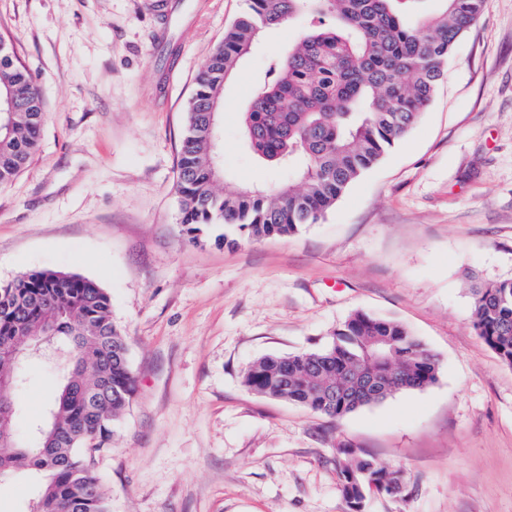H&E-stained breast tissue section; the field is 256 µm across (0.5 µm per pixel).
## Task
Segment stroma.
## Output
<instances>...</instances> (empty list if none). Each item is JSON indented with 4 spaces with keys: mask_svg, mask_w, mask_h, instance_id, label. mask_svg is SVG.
<instances>
[{
    "mask_svg": "<svg viewBox=\"0 0 512 512\" xmlns=\"http://www.w3.org/2000/svg\"><path fill=\"white\" fill-rule=\"evenodd\" d=\"M0 0V36L35 76L45 120L0 186V285L77 273L112 300L135 393L92 471L112 512H351L340 448L400 467L361 512H512V366L471 324V281L512 277V0H486L428 110L316 224L248 245L190 239L177 161L194 76L246 0ZM296 20L225 83L227 182L278 177L242 145L241 113ZM407 326L438 381L340 420L248 390L264 355L327 344L354 311ZM60 375L24 365L15 431L36 445Z\"/></svg>",
    "mask_w": 512,
    "mask_h": 512,
    "instance_id": "35a3bbf8",
    "label": "stroma"
}]
</instances>
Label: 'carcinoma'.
<instances>
[{"instance_id":"1","label":"carcinoma","mask_w":512,"mask_h":512,"mask_svg":"<svg viewBox=\"0 0 512 512\" xmlns=\"http://www.w3.org/2000/svg\"><path fill=\"white\" fill-rule=\"evenodd\" d=\"M418 0H247L195 78L181 142L177 193L180 224L224 225L229 245L288 237L318 223L348 188L375 166L418 122L447 72L458 38L481 17L485 0H440L438 16ZM310 24L295 46L271 61L256 82L243 115L244 147L297 184L255 185L217 192L208 113L222 103L224 82L268 30L295 18ZM0 94L18 112L0 116V185L25 168L39 142L44 107L32 74L0 37ZM472 324L502 362L512 365V278L472 286ZM73 354L69 372L49 403L31 447L16 434L15 388L21 359L47 336ZM391 339L401 360L386 371L387 385L360 398L331 402L336 384L378 337ZM0 479L26 473L39 490L28 512H110L89 462L111 438L129 405L135 378L129 344L112 318L109 295L74 273H24L0 286ZM437 357L399 321L357 311L326 346L256 360L244 375L253 392L291 401L334 419L438 380ZM288 380V388L281 381ZM342 494L357 510L366 493H401L400 469L341 448Z\"/></svg>"}]
</instances>
